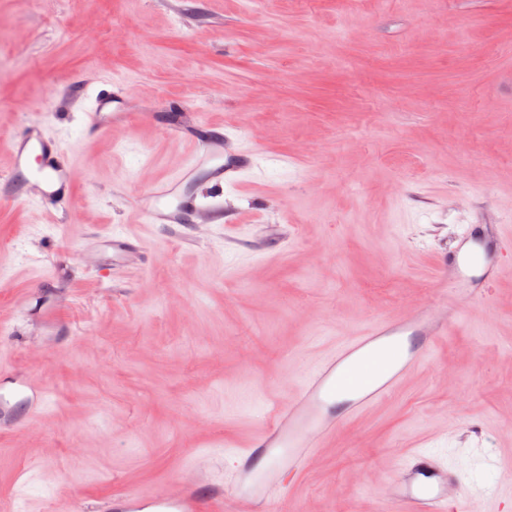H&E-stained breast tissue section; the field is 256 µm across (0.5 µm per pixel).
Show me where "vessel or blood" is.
<instances>
[{
	"label": "vessel or blood",
	"instance_id": "b4317fda",
	"mask_svg": "<svg viewBox=\"0 0 512 512\" xmlns=\"http://www.w3.org/2000/svg\"><path fill=\"white\" fill-rule=\"evenodd\" d=\"M128 87L109 93L87 86L84 96L93 107L95 123L126 122L123 102ZM193 157L168 181L151 185L142 198L140 220L146 224H187L208 215L223 223L218 201L225 184L257 164L258 153L237 146L232 138L218 141L194 137ZM12 174L37 172L44 200L55 201L69 186L73 160L53 139L33 125L10 140ZM207 173L213 194L197 196L189 188L199 173ZM101 260L120 265L142 258L145 242L137 235L99 237ZM512 260V226L468 232L461 247L437 259V299L409 314L367 324L337 344L281 405L271 424L256 435L249 447L237 451L231 478L223 476L220 453L201 450V462L193 464L190 478L161 491H131L99 500L94 512H224L227 500L238 504L236 512H266L293 486L317 456L322 445L334 438L342 424L357 419L367 409L396 391L405 377L427 359L439 337L447 335L458 320L456 301L461 293L472 299L486 298L496 268ZM385 499L395 512H473L460 472L448 467L436 454L411 451L384 488Z\"/></svg>",
	"mask_w": 512,
	"mask_h": 512
}]
</instances>
